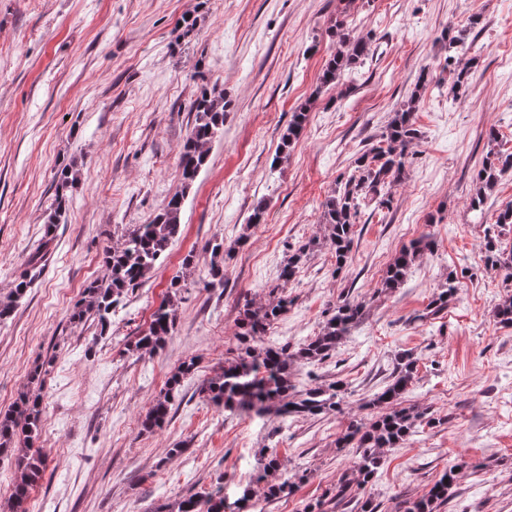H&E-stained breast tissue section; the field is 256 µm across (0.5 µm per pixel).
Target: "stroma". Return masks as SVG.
Returning a JSON list of instances; mask_svg holds the SVG:
<instances>
[{
    "label": "stroma",
    "mask_w": 512,
    "mask_h": 512,
    "mask_svg": "<svg viewBox=\"0 0 512 512\" xmlns=\"http://www.w3.org/2000/svg\"><path fill=\"white\" fill-rule=\"evenodd\" d=\"M187 16L196 20L188 36ZM339 25L373 32L376 50L323 86ZM451 37L465 55L451 58ZM462 70L466 88L452 92ZM202 82L231 106L184 198L178 239L115 309L106 336L70 324L85 286L106 277L103 250L180 190L179 150ZM413 95L419 137L387 214L362 208L343 270L325 244L303 260L284 288L287 311L262 340L301 345L337 302L363 303L336 352L294 374L300 391L342 381V413L258 417L209 404L199 388L235 354L244 300L268 302L289 255L325 237L322 202ZM302 107L303 133L280 158ZM496 149L512 150V0H0V298L45 234L58 171L76 176L52 255L0 325V412L26 389L34 364L49 365L38 443L46 472L27 512H148L219 489L234 498L273 453L277 478L296 489L267 501L266 512H303L334 494L353 462L336 438L350 419L374 417L366 402L403 356L417 368L405 406L437 423L390 449L360 498L397 512L452 469L457 481L440 512H512V327L494 316L512 286L482 247L489 233L512 246V226L495 224L512 204V171L482 209L470 206L474 177ZM260 202L265 220L250 223ZM424 235L431 252L400 288L382 291L387 266ZM214 239L226 257L224 284L213 288L205 261L183 259ZM450 281L447 309L426 317ZM165 301L176 313L172 336L155 352L133 351ZM192 358L198 368L168 424L143 432L141 415ZM178 445L182 454L170 455Z\"/></svg>",
    "instance_id": "1"
}]
</instances>
